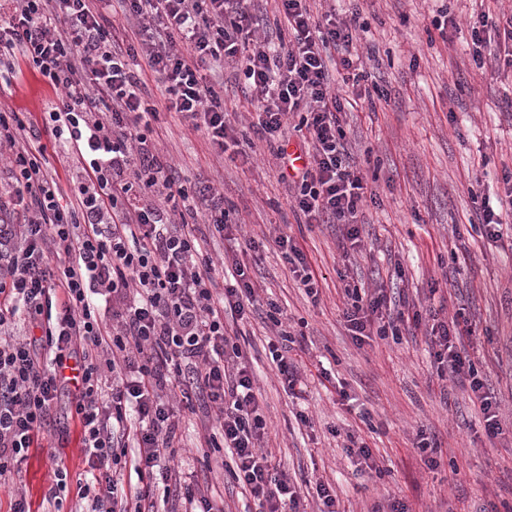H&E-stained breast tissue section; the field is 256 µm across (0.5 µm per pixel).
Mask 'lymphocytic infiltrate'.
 Returning <instances> with one entry per match:
<instances>
[{"label": "lymphocytic infiltrate", "mask_w": 512, "mask_h": 512, "mask_svg": "<svg viewBox=\"0 0 512 512\" xmlns=\"http://www.w3.org/2000/svg\"><path fill=\"white\" fill-rule=\"evenodd\" d=\"M112 0H0V82L25 59L66 94L47 122L81 163L74 200L44 170L46 146L23 113L0 108V144L15 148L13 182L0 212L23 206L19 223H0V480L43 438L60 396L81 426L88 478L79 488L84 512H159L156 478L171 479L177 418L172 401L214 404L217 430L203 445L229 449V475L259 512H301L287 473L263 452L266 422L242 326L256 310V291L237 255L216 269L198 224L185 214L189 195L174 167L148 141L160 110L143 96L129 63L144 60L165 92L164 110L202 133L217 154L247 157L224 107V68L241 66L240 90L254 108L252 128L293 190L305 224H335L343 253L359 248L358 214L374 191L349 152L342 88L371 98L367 72L356 70V19L314 18L308 0H275L285 26L270 24L255 0H122L139 26L114 47L106 12ZM471 63L484 68L492 43L512 59V16L478 14L470 29ZM301 152H288L287 128ZM150 189V202L136 191ZM208 229L231 243L239 226L222 194L199 189ZM344 319L356 342L425 327L440 379L468 384L485 429L499 431L498 412L465 353L472 331L462 312L422 315L416 303L392 310L385 288L361 294L345 284ZM278 328L270 353L285 387L298 369L281 310L267 301ZM27 317L34 333L17 339ZM134 446V492L122 483L121 452Z\"/></svg>", "instance_id": "lymphocytic-infiltrate-1"}]
</instances>
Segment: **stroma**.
<instances>
[{"label":"stroma","instance_id":"1","mask_svg":"<svg viewBox=\"0 0 512 512\" xmlns=\"http://www.w3.org/2000/svg\"><path fill=\"white\" fill-rule=\"evenodd\" d=\"M314 16L359 11L357 65L384 88L389 103L359 100L343 120L353 157L373 176L376 199L360 215L363 248L344 263L334 224H301L289 207L277 161L255 141L251 162L216 155L208 141L165 111L164 89L144 74L148 96L162 114L151 138L186 188L205 180L223 193L244 237L267 238L266 247L242 260L261 303L246 325L244 350L262 394L267 429L261 444L272 462L299 487L306 512H319L315 483L336 490L338 512H512V241L473 235L483 199L505 200L504 174L512 171V67L478 70L469 61V21L512 11V0H310ZM458 27L429 37L441 9ZM0 103L42 124L58 106L55 89L29 65L0 87ZM291 236L317 272L318 297L300 287L274 244ZM365 292L381 284L423 307L436 306L431 287L448 297V313L463 312L473 327L466 352L499 408L503 433L488 438L469 388L445 385L436 373L424 329L357 344L345 320L344 284ZM278 303L282 321L297 335L301 383L285 390L268 342L276 334L266 300ZM59 399L45 445L0 481V512L23 493L34 512L55 470L70 480L60 512H80L78 481L86 464L80 425ZM215 418L180 408L174 468L182 478L211 484L224 512H243L242 494L222 471H208L200 446ZM436 440L437 464L427 469L419 437ZM366 443L379 465L362 470L350 440Z\"/></svg>","mask_w":512,"mask_h":512}]
</instances>
